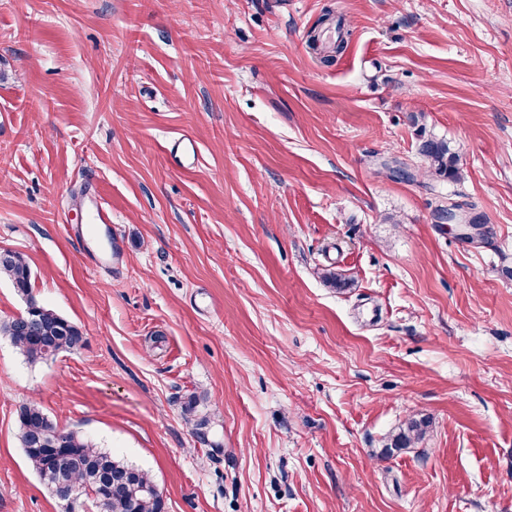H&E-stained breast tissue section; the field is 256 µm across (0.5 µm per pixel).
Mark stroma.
Instances as JSON below:
<instances>
[{
	"label": "stroma",
	"mask_w": 512,
	"mask_h": 512,
	"mask_svg": "<svg viewBox=\"0 0 512 512\" xmlns=\"http://www.w3.org/2000/svg\"><path fill=\"white\" fill-rule=\"evenodd\" d=\"M1 249L84 344L0 334V512H66L31 400L165 512H512V0H0ZM419 154L429 164L432 176L443 178H456L459 175L456 155L448 149L444 140L426 139L419 146ZM429 426L426 419H409L399 431L391 436L390 446L387 451H399L404 448H410L416 441L420 440Z\"/></svg>",
	"instance_id": "1"
}]
</instances>
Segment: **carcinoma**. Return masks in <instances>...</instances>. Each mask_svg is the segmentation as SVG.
<instances>
[{"instance_id":"1","label":"carcinoma","mask_w":512,"mask_h":512,"mask_svg":"<svg viewBox=\"0 0 512 512\" xmlns=\"http://www.w3.org/2000/svg\"><path fill=\"white\" fill-rule=\"evenodd\" d=\"M419 154L428 162L431 175L458 177L457 158L447 142L426 139L419 146ZM0 273L6 274L14 288L26 297L29 316L45 329L41 337L25 332L10 335L13 345L28 361L47 360L83 345V333L77 324L45 308L32 296L31 270L23 256L11 252L0 258ZM17 423L27 463L51 491L66 480L77 484L98 512H164L163 496L147 471L115 458L76 431L64 430L54 435L57 426L38 402L21 405ZM428 426L425 419H409L391 436L387 450L411 447Z\"/></svg>"}]
</instances>
